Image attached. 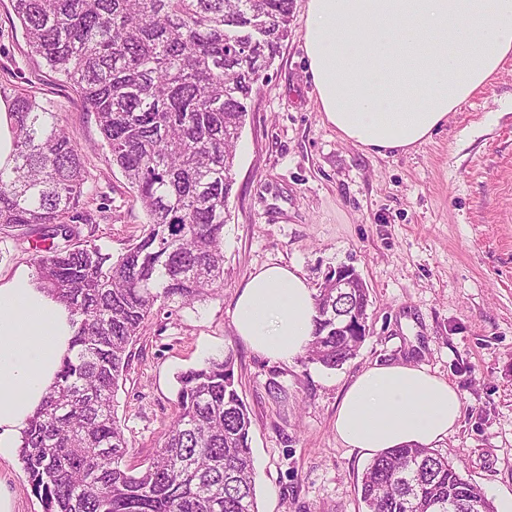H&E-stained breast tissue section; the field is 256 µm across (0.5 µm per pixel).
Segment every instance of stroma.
<instances>
[{
	"mask_svg": "<svg viewBox=\"0 0 512 512\" xmlns=\"http://www.w3.org/2000/svg\"><path fill=\"white\" fill-rule=\"evenodd\" d=\"M306 0L260 82L237 142L224 226V286L173 303L145 323L115 395L126 465L146 464L176 411V377L234 352L251 411L258 512H364L367 459L336 437L346 385L374 364L412 359L452 384L462 415L438 450L485 489L512 492V63L474 93L431 140L380 156L321 120L304 51ZM0 85L58 112L90 165L93 221L81 237L119 255L146 216L108 165L93 113L31 55L11 0H0ZM106 209H99L98 199ZM36 228L0 234V277L32 269ZM296 268L319 288L354 267L369 291L366 337L344 365L273 362L238 336L233 309L246 277ZM277 386L280 397L269 388ZM14 512H45L18 455L0 458Z\"/></svg>",
	"mask_w": 512,
	"mask_h": 512,
	"instance_id": "35a3bbf8",
	"label": "stroma"
}]
</instances>
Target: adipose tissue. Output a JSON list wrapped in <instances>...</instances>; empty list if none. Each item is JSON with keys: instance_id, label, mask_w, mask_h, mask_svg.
Instances as JSON below:
<instances>
[{"instance_id": "adipose-tissue-1", "label": "adipose tissue", "mask_w": 512, "mask_h": 512, "mask_svg": "<svg viewBox=\"0 0 512 512\" xmlns=\"http://www.w3.org/2000/svg\"><path fill=\"white\" fill-rule=\"evenodd\" d=\"M304 50L315 100L337 135L384 156L432 139L512 59V0H307ZM314 292L297 270H254L237 298L238 336L291 362L311 340ZM73 338L69 311L27 271L0 279V456L19 447ZM458 390L409 361L373 365L347 388L334 428L376 455L447 438Z\"/></svg>"}]
</instances>
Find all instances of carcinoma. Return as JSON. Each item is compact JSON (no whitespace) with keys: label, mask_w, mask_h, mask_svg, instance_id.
<instances>
[{"label":"carcinoma","mask_w":512,"mask_h":512,"mask_svg":"<svg viewBox=\"0 0 512 512\" xmlns=\"http://www.w3.org/2000/svg\"><path fill=\"white\" fill-rule=\"evenodd\" d=\"M292 0H13L30 53L72 85L146 215L118 256L81 240L87 159L59 114L0 86L13 117L0 167V230L36 227V287L72 317L73 354L18 450L45 512H258L250 410L228 352L178 376L157 455L134 473L114 396L129 346L154 309L224 287V224L235 145L254 87L288 38ZM304 359L328 369L361 336L336 335L333 289ZM367 512H474L491 504L438 450L380 453L361 480Z\"/></svg>","instance_id":"cac0c4a2"}]
</instances>
